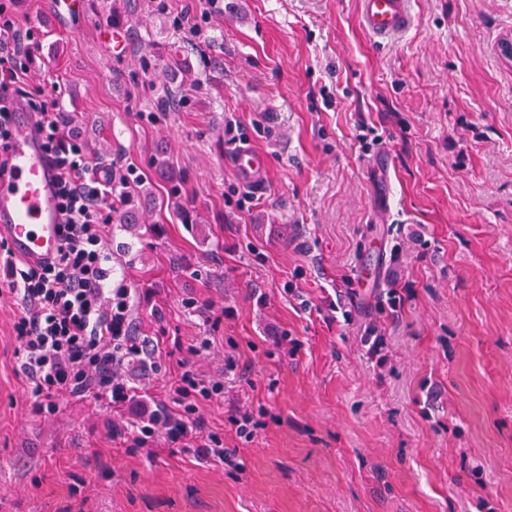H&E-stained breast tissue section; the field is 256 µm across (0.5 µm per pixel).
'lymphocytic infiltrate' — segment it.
Returning a JSON list of instances; mask_svg holds the SVG:
<instances>
[{"label": "lymphocytic infiltrate", "instance_id": "obj_1", "mask_svg": "<svg viewBox=\"0 0 512 512\" xmlns=\"http://www.w3.org/2000/svg\"><path fill=\"white\" fill-rule=\"evenodd\" d=\"M15 38L10 6L0 0V175L6 171L13 86L24 70ZM57 92L54 86L43 88L26 102L42 117L45 146L59 171L62 244L53 260L37 267L0 254V293L19 307L11 334L31 410L51 416L61 399L95 390L115 409L112 437L126 452L151 457L165 440L203 460L238 468L237 452L225 448L223 434L205 429L199 414L202 403L224 396L223 372L208 373L193 362L210 350L209 339L191 347L169 400L151 403L135 395L136 377L158 371L159 347L133 333L130 289L105 285V229L112 208L82 144L63 134L57 113L47 108Z\"/></svg>", "mask_w": 512, "mask_h": 512}]
</instances>
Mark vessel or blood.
I'll list each match as a JSON object with an SVG mask.
<instances>
[{
	"instance_id": "1",
	"label": "vessel or blood",
	"mask_w": 512,
	"mask_h": 512,
	"mask_svg": "<svg viewBox=\"0 0 512 512\" xmlns=\"http://www.w3.org/2000/svg\"><path fill=\"white\" fill-rule=\"evenodd\" d=\"M359 4L363 27L377 39L401 34L410 25L411 0H359ZM44 143L39 116L23 100H16L5 153L7 172L0 177V241L32 266L51 260L61 245L57 172ZM230 164L244 184L264 187L267 158L263 152L239 146Z\"/></svg>"
}]
</instances>
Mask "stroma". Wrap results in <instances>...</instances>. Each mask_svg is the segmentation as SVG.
I'll use <instances>...</instances> for the list:
<instances>
[{"instance_id":"stroma-1","label":"stroma","mask_w":512,"mask_h":512,"mask_svg":"<svg viewBox=\"0 0 512 512\" xmlns=\"http://www.w3.org/2000/svg\"><path fill=\"white\" fill-rule=\"evenodd\" d=\"M113 2L13 0L15 89L58 86L55 111L152 184L164 231L107 238L109 282L159 343L150 396L202 338L203 369L234 358L200 413L243 468L126 454L92 392L32 414L0 297V512H512V0H412L385 41L359 0H223L177 112L158 105L182 78L168 48L201 0H138L119 50ZM244 142L269 157L263 190L228 162ZM240 409L263 412L248 443Z\"/></svg>"}]
</instances>
